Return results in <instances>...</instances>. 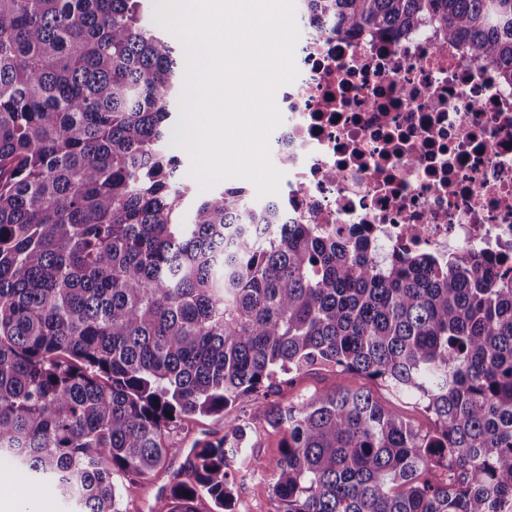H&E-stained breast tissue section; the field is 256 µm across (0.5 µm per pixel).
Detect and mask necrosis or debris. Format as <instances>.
Instances as JSON below:
<instances>
[{
  "mask_svg": "<svg viewBox=\"0 0 512 512\" xmlns=\"http://www.w3.org/2000/svg\"><path fill=\"white\" fill-rule=\"evenodd\" d=\"M278 198L297 224L365 225L387 249L512 267V85L433 30L299 26Z\"/></svg>",
  "mask_w": 512,
  "mask_h": 512,
  "instance_id": "obj_1",
  "label": "necrosis or debris"
}]
</instances>
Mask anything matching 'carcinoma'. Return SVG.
<instances>
[{"label":"carcinoma","mask_w":512,"mask_h":512,"mask_svg":"<svg viewBox=\"0 0 512 512\" xmlns=\"http://www.w3.org/2000/svg\"><path fill=\"white\" fill-rule=\"evenodd\" d=\"M142 2L0 0V455L77 512H124L173 431L220 415L166 512H234L239 458L272 471L276 512H512V268L383 255L243 187L184 209L163 143L186 53ZM298 2L338 35L427 25L512 84V0ZM315 366L381 381L433 427L361 389L262 401ZM248 399L283 432L272 464L245 456Z\"/></svg>","instance_id":"1"}]
</instances>
